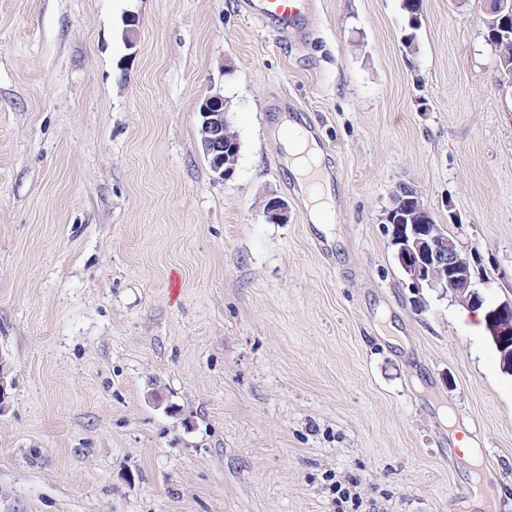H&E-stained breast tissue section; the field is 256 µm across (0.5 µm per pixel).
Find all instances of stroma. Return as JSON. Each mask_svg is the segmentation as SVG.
<instances>
[{"instance_id": "stroma-1", "label": "stroma", "mask_w": 512, "mask_h": 512, "mask_svg": "<svg viewBox=\"0 0 512 512\" xmlns=\"http://www.w3.org/2000/svg\"><path fill=\"white\" fill-rule=\"evenodd\" d=\"M308 24L291 47L242 0H0V512H337L341 486L347 512H512V373L409 288L383 222L411 184L480 253L485 305L512 302L483 13L317 0ZM287 102L335 173L328 236L282 161ZM224 111L228 112L225 123ZM197 112L199 114V135L203 155L220 179L229 180L233 177L235 169L232 167L224 168L226 141L237 150L234 159L235 166H237L239 160L241 143L229 119L228 102L225 100L224 103V96L219 93L208 94L200 99Z\"/></svg>"}]
</instances>
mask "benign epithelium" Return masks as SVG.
Segmentation results:
<instances>
[{"mask_svg":"<svg viewBox=\"0 0 512 512\" xmlns=\"http://www.w3.org/2000/svg\"><path fill=\"white\" fill-rule=\"evenodd\" d=\"M485 14L491 17V26L512 29V14L506 12V3L481 0ZM199 135L203 155L212 170L222 180L233 177L235 169L224 167L226 141L224 139V96L208 94L200 99ZM388 213L391 241L398 245L396 258L413 288H438L448 292L455 301L477 308L483 299L476 288V253L463 252L456 240L447 235L435 222L432 212L424 204L420 193L407 183L393 190ZM263 213L273 222L288 219V205L281 198L270 195L264 200ZM487 329L500 349V360L506 369L512 368V305H498L485 312ZM10 366L0 353V412L7 408Z\"/></svg>","mask_w":512,"mask_h":512,"instance_id":"7a95c632","label":"benign epithelium"}]
</instances>
